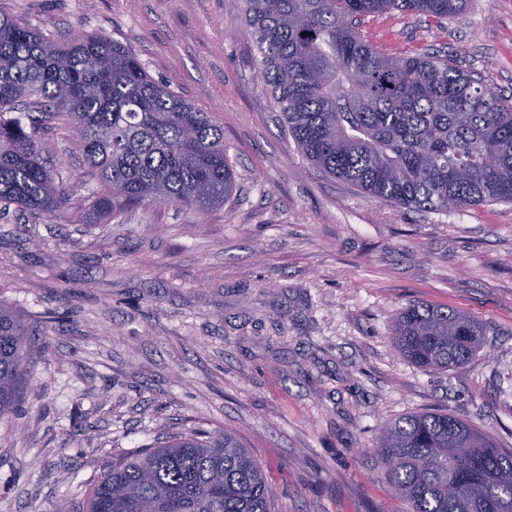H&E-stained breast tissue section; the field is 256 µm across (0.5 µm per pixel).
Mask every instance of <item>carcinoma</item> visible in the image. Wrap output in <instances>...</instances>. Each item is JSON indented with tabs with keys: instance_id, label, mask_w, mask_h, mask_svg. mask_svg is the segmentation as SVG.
I'll list each match as a JSON object with an SVG mask.
<instances>
[{
	"instance_id": "1",
	"label": "carcinoma",
	"mask_w": 512,
	"mask_h": 512,
	"mask_svg": "<svg viewBox=\"0 0 512 512\" xmlns=\"http://www.w3.org/2000/svg\"><path fill=\"white\" fill-rule=\"evenodd\" d=\"M244 35L297 150L312 167L398 207L451 213L512 202V99L446 55L392 57L363 30L394 12L443 22L470 0H245ZM55 108L98 178L93 208H201L234 189L224 126L155 81L129 47L98 35L53 43L0 14V202L56 216L64 201L42 158ZM27 326L0 306V417L13 411ZM485 326L446 306L396 318L397 353L422 370L468 365ZM376 453L407 512H512V448L448 411L386 423ZM75 512H274L263 467L231 432L194 431L112 461Z\"/></svg>"
}]
</instances>
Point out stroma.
Returning <instances> with one entry per match:
<instances>
[{
    "mask_svg": "<svg viewBox=\"0 0 512 512\" xmlns=\"http://www.w3.org/2000/svg\"><path fill=\"white\" fill-rule=\"evenodd\" d=\"M51 41L131 48L157 82L215 115L235 175L204 208L91 212L73 132L41 125L59 217L0 211V305L33 331L0 417V512H75L113 460L229 431L263 466L276 512H400L377 465L386 422L445 409L512 446V202L424 214L365 197L297 151L244 0H0ZM383 52L457 58L512 96V0L443 23L393 13ZM488 329L471 363L427 372L391 325L410 304Z\"/></svg>",
    "mask_w": 512,
    "mask_h": 512,
    "instance_id": "1",
    "label": "stroma"
}]
</instances>
